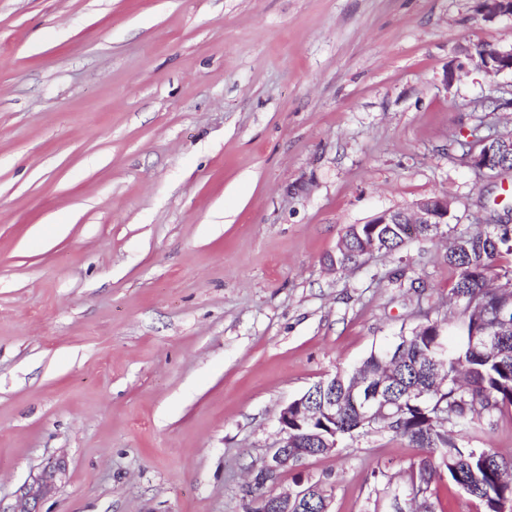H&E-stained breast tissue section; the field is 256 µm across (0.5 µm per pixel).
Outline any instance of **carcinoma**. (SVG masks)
Returning <instances> with one entry per match:
<instances>
[{
	"instance_id": "carcinoma-1",
	"label": "carcinoma",
	"mask_w": 512,
	"mask_h": 512,
	"mask_svg": "<svg viewBox=\"0 0 512 512\" xmlns=\"http://www.w3.org/2000/svg\"><path fill=\"white\" fill-rule=\"evenodd\" d=\"M344 238L348 253L338 252L336 258L353 265L375 243L392 252L408 241L398 224L362 239L350 227ZM504 254H512L509 224L459 232L446 259L456 271L451 299L463 318L462 342L445 349L446 319L427 318L396 342L372 351L360 366L318 382L311 396L336 399V419L288 422L294 447L319 448L331 430L338 444L356 434L387 433L424 451L408 467L406 501L420 497L412 512H434L424 504L437 496L438 482L445 478L477 499L483 512H497L502 502L512 500V457L492 448L476 453L464 443L466 436H477L492 419L512 411V324H499L501 312L512 308V289L494 285L500 278L512 279V269L497 268ZM489 334L496 336L492 346L472 342ZM359 383L364 393L394 401L393 415L374 418L352 402L349 391ZM419 389L427 390L423 400L411 396Z\"/></svg>"
}]
</instances>
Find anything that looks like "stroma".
Listing matches in <instances>:
<instances>
[{
  "mask_svg": "<svg viewBox=\"0 0 512 512\" xmlns=\"http://www.w3.org/2000/svg\"><path fill=\"white\" fill-rule=\"evenodd\" d=\"M512 45L480 0H0V512H247L281 409L447 309L444 242L338 271L346 229L448 196L512 225ZM422 451L282 471L391 512ZM494 45L488 43L476 44L471 49H466V52L471 58L477 59L482 71L489 76H495L499 72L505 70H512V45L509 47L502 46L497 49L491 56L490 55ZM486 57V58H485ZM468 57V59H471ZM504 142L507 144L511 142L512 145V135L510 137L491 135L480 139L476 145L474 144L470 147V152L467 155L468 163L476 172L487 178H492L497 174L499 165L503 168L511 169L512 152L510 151H505L499 155L497 161L499 165L493 167L494 172L490 168L495 161L494 158L499 148L503 146Z\"/></svg>",
  "mask_w": 512,
  "mask_h": 512,
  "instance_id": "stroma-1",
  "label": "stroma"
}]
</instances>
